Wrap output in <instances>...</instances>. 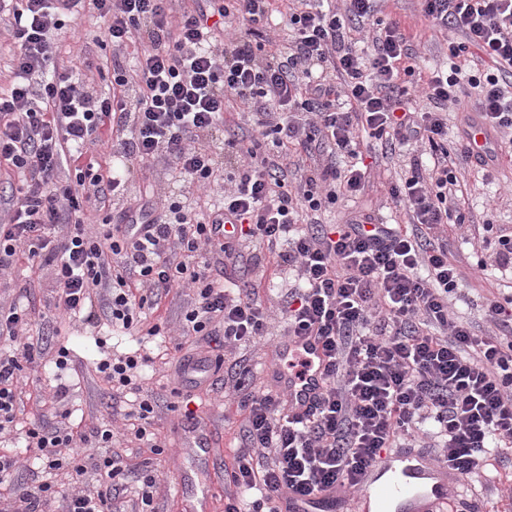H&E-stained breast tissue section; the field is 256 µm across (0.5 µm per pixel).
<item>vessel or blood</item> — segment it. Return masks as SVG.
<instances>
[{"mask_svg": "<svg viewBox=\"0 0 512 512\" xmlns=\"http://www.w3.org/2000/svg\"><path fill=\"white\" fill-rule=\"evenodd\" d=\"M463 136L473 162L494 164L497 160V134L477 116L467 120ZM275 353L285 362L278 388L287 398L292 414L298 417L311 411L323 390L326 353L322 341L314 336H283ZM303 361V374L288 371V363ZM174 441L183 448L202 452L213 446L204 425L178 422ZM447 464L435 461L416 448H398L366 470L352 494L328 492L317 497L284 495L279 512H444L448 494L456 484Z\"/></svg>", "mask_w": 512, "mask_h": 512, "instance_id": "1", "label": "vessel or blood"}]
</instances>
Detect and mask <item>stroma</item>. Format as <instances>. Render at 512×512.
Instances as JSON below:
<instances>
[{
  "label": "stroma",
  "instance_id": "stroma-1",
  "mask_svg": "<svg viewBox=\"0 0 512 512\" xmlns=\"http://www.w3.org/2000/svg\"><path fill=\"white\" fill-rule=\"evenodd\" d=\"M374 6L376 18L399 22L404 28L416 54L417 68L422 74L450 65L446 37L426 26L420 15L419 0H375ZM64 23L67 32L59 36L56 42L55 61L59 70L80 75L84 80L93 81L97 90H106V80L86 71L84 58H97L108 65L117 57L123 65L128 66L137 53L136 46H128L117 56L113 55L111 47L101 46L96 37L104 23L93 11H85L75 18L65 17ZM412 157L413 150L409 147L396 150L386 157L377 149L365 153L364 161L370 172L365 194L338 201L334 209L323 214V221L335 224L349 215L372 213L391 223L404 222V215L395 208L387 192L391 183L399 181L407 173ZM456 166L471 222L448 230L449 248L465 274L452 305L460 316L476 329L482 330L487 326L485 297L502 292L508 280L492 268L484 271L482 276L474 275L472 266L482 249L476 227L489 221L512 225V161L501 160L490 179L486 178L482 168L469 160L457 159ZM243 254L239 276L261 280L260 294L266 307L272 313H279L288 291L287 273L275 271L268 264L266 252L261 247H246ZM10 282L9 288H0V301H15L28 307L31 322L26 334L30 340L41 342L50 354L61 345L70 350L71 369L66 378V401L73 421L88 429L111 421L115 440H122L124 420L113 417L112 412L125 410L126 405L113 398L110 388L96 372L95 362L101 350L124 352L136 348L134 338H103L96 329L58 318L50 306L53 282L48 271H35L22 263L13 269ZM284 330V323L273 321L267 336L260 343L244 344L226 353L219 378H230L233 364L241 362L252 369V377L247 385L249 391L272 388L268 367ZM146 348L153 362L145 369L144 388L152 394L156 404L153 428L162 452L157 455L151 453L149 448L130 443L125 448V454L131 463L143 465L145 470L157 476L153 512H181L182 499L196 492L209 474L195 451L174 445L172 431L179 415L171 409L174 397L167 377L173 372L172 359L165 353L163 337H156L147 343ZM193 395L199 414L218 441L209 460L216 470H224L233 462L244 419L238 397L235 393L226 392L221 385L194 388ZM455 495L462 501L478 503L483 512H512V449L496 465L486 466L484 473L473 476L469 483L458 487Z\"/></svg>",
  "mask_w": 512,
  "mask_h": 512
}]
</instances>
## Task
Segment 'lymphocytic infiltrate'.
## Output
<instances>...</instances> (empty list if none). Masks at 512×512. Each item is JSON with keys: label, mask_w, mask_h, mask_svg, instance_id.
Instances as JSON below:
<instances>
[{"label": "lymphocytic infiltrate", "mask_w": 512, "mask_h": 512, "mask_svg": "<svg viewBox=\"0 0 512 512\" xmlns=\"http://www.w3.org/2000/svg\"><path fill=\"white\" fill-rule=\"evenodd\" d=\"M277 0H217L211 11L169 14L168 0H0L16 50L14 81L0 94V159L24 181L0 224V274L18 261L52 270L53 306L94 327L154 337L143 314L175 288L193 301L183 336H220L228 349L266 335L270 313L259 289L224 284L210 255L236 265L256 244L295 284L281 313L291 336H316L327 363L315 410L290 417L281 392L245 395L242 444L224 480L235 494L224 512H277L291 492L316 496L353 489L389 449H438V459L469 478L512 447V293L487 303L490 328L477 334L448 303L463 279L444 236L462 224L457 148L448 144V107L475 111L512 129V0H421L429 27L452 34L455 63L428 76L423 106L405 80L413 52L398 23L376 28L358 51L373 0H288V28L262 42L259 27ZM96 10L113 51L140 44L134 75L112 64V91L90 89L58 71L53 44L61 17ZM218 26H210V15ZM252 122L249 140L225 138L224 105ZM388 148L418 144L421 156L391 190L409 228L365 215L341 224L318 216L361 193L363 137ZM109 145L115 166L95 165L91 145ZM164 163L178 197L157 209L128 203L115 222L88 212L124 195L134 167ZM71 177L60 181L61 167ZM223 186L221 205L201 208L197 191ZM308 228L294 233V224ZM493 246L478 270L512 272V227L488 224ZM107 294L96 313L95 290ZM26 310H0V434L17 427L25 366L43 356L25 341ZM137 353H107L96 369L113 392L138 390ZM65 387L24 434L41 481L17 483L15 453H0L9 512H125L128 465L113 431L71 423ZM100 477L83 490L88 470ZM66 471L68 484L57 481Z\"/></svg>", "instance_id": "obj_1"}]
</instances>
